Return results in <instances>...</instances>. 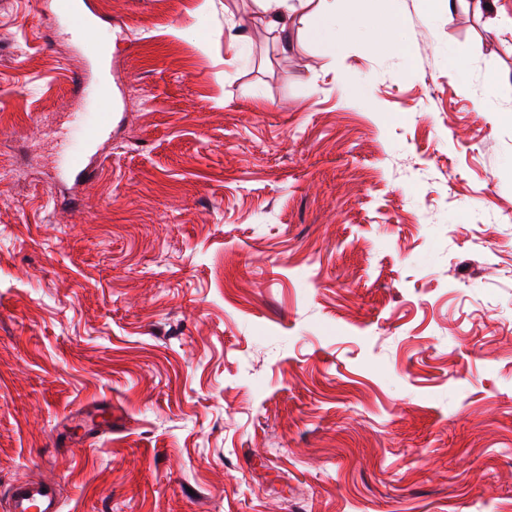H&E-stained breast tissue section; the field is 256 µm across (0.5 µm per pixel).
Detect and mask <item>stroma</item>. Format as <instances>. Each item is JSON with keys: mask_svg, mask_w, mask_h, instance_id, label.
<instances>
[{"mask_svg": "<svg viewBox=\"0 0 512 512\" xmlns=\"http://www.w3.org/2000/svg\"><path fill=\"white\" fill-rule=\"evenodd\" d=\"M54 3L0 0V502L512 512V0H334L391 33L332 56L320 0ZM7 510L9 512H59L60 507L52 485L22 481L13 484Z\"/></svg>", "mask_w": 512, "mask_h": 512, "instance_id": "1", "label": "stroma"}]
</instances>
